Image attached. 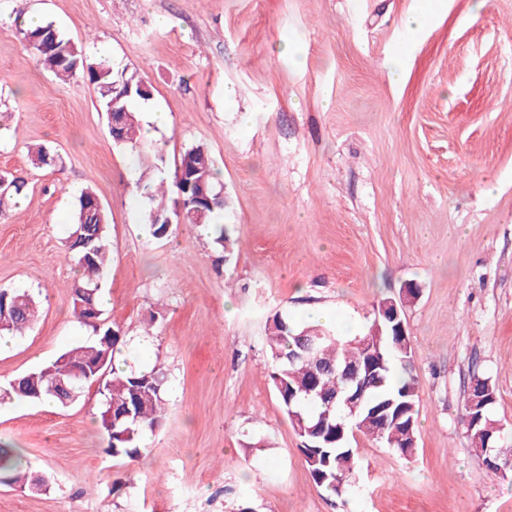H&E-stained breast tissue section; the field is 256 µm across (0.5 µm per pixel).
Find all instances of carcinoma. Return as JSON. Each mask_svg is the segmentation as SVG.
Segmentation results:
<instances>
[{"label":"carcinoma","instance_id":"obj_1","mask_svg":"<svg viewBox=\"0 0 512 512\" xmlns=\"http://www.w3.org/2000/svg\"><path fill=\"white\" fill-rule=\"evenodd\" d=\"M19 32L25 49L39 59L45 69L62 81L78 73L88 76L97 91L99 107L112 118L113 101L123 108L124 125L118 138L123 146L139 148L152 157L153 163L137 179L138 188L148 204L147 221L151 235L162 238L167 235V220L196 226H207L213 230L214 243L225 248L229 237L218 219L230 206L226 198L214 207L199 208L200 196L210 197L224 190L219 170L210 151L203 145H193L185 150L193 165L192 185L178 181L168 184L157 180L151 171L163 161L159 145H146L141 136L135 101L149 99V92L142 89L143 80L135 72L114 70L104 60H93L82 47L66 38L51 21H43L35 27L19 24ZM32 167L37 169L58 166L59 156L46 147L29 153ZM0 215L6 207L17 204L25 195L28 180L14 172L1 173ZM95 193L86 189L78 197L71 234L92 239V259L82 260L85 250L68 243L80 277L73 288V305L76 319L93 328L94 338L77 344L61 354L75 366L83 364L86 350L94 349L106 360L109 377L99 394L102 397L100 412L112 409L115 426L112 432H104L107 447L112 456L130 462L140 459L148 448L142 444L146 432H154L165 419L164 398L166 374L160 368L147 372L116 370L113 362L121 354L122 330L117 325L104 324L97 327L88 321L87 307L101 310L102 278L110 255L108 221L105 210L89 207ZM13 305L9 316L0 319V333L14 336L26 334L36 320V302L25 289L0 290ZM381 330L379 358L383 367L377 369L356 409L328 407L325 398L336 390L344 389L347 383L334 367L346 362L358 363L367 358V350L361 340L370 331ZM316 340L315 350L305 352L300 347L301 337ZM392 324L371 323L361 333L344 338L336 331L322 326L300 327L288 318L275 315L266 326V344L269 352V379L286 411L296 434L302 439L300 452L303 455L314 484L336 495L356 482L358 464L355 448L350 438L356 433L370 436L373 440L408 458L417 445V401L419 380L415 372V352L411 346L396 345ZM62 368L53 361L31 371L33 378L22 375L18 385L31 380L47 386L61 374ZM319 382L316 390L307 393V387ZM476 385L483 389L484 401L472 410H462L461 416H470L465 427L474 451L482 457L488 472L507 476L512 471V433L505 428H495L499 420L493 416L496 403V388L488 377H473ZM0 398L33 403L52 401L63 407L65 403L55 394L44 392L39 398H30L21 390L10 386ZM32 473L23 461L22 453L15 448H0V483L29 484Z\"/></svg>","mask_w":512,"mask_h":512}]
</instances>
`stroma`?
Masks as SVG:
<instances>
[{
  "instance_id": "1",
  "label": "stroma",
  "mask_w": 512,
  "mask_h": 512,
  "mask_svg": "<svg viewBox=\"0 0 512 512\" xmlns=\"http://www.w3.org/2000/svg\"><path fill=\"white\" fill-rule=\"evenodd\" d=\"M473 4L442 0L409 35L416 0H0V115L17 130L0 172L28 178L0 217V288L40 301L0 352V389L93 336L66 249L87 188L108 213L103 309L121 360L168 377L165 420L135 462L108 452L96 387L67 408L0 403V447L50 480L0 485V512H512V473H487L459 422L483 375L512 431V0ZM29 13L150 84L141 112L168 118L160 172L174 177L188 146L211 151L231 250L192 224L148 233L142 152L112 141L86 76L59 81L26 52ZM33 144L60 168H32ZM388 298L417 353V448L407 459L355 435L358 480L332 495L270 384L266 324L321 310L354 335Z\"/></svg>"
}]
</instances>
